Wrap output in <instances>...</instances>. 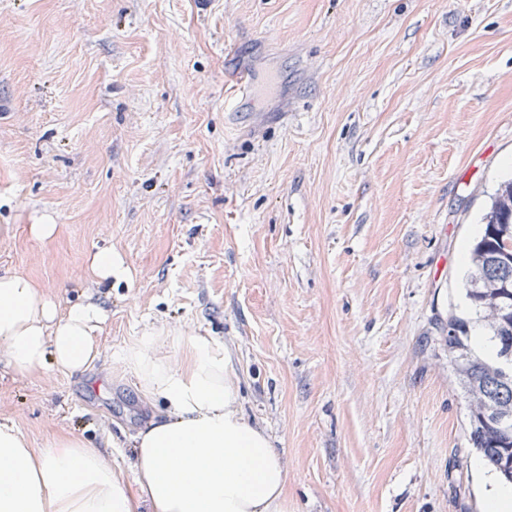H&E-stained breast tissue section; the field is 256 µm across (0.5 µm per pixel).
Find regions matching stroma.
<instances>
[{
    "label": "stroma",
    "mask_w": 512,
    "mask_h": 512,
    "mask_svg": "<svg viewBox=\"0 0 512 512\" xmlns=\"http://www.w3.org/2000/svg\"><path fill=\"white\" fill-rule=\"evenodd\" d=\"M509 160L512 0H0V274L105 313L83 371L0 349V424L136 490L122 351L201 336L292 512H484L441 328ZM89 272L95 278L112 283V276H119L122 270L112 259L111 250L97 251L89 262Z\"/></svg>",
    "instance_id": "1"
}]
</instances>
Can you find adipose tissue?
I'll return each mask as SVG.
<instances>
[{
  "mask_svg": "<svg viewBox=\"0 0 512 512\" xmlns=\"http://www.w3.org/2000/svg\"><path fill=\"white\" fill-rule=\"evenodd\" d=\"M103 318L92 304L60 312L21 273L0 275V348L16 372L41 368L46 350L70 373L96 355ZM179 357H172V350ZM124 361L165 417L138 436L136 493L82 438L35 454L0 424V512H288L287 469L269 437L235 407V376L222 348L200 336H148Z\"/></svg>",
  "mask_w": 512,
  "mask_h": 512,
  "instance_id": "ef3b65f1",
  "label": "adipose tissue"
}]
</instances>
